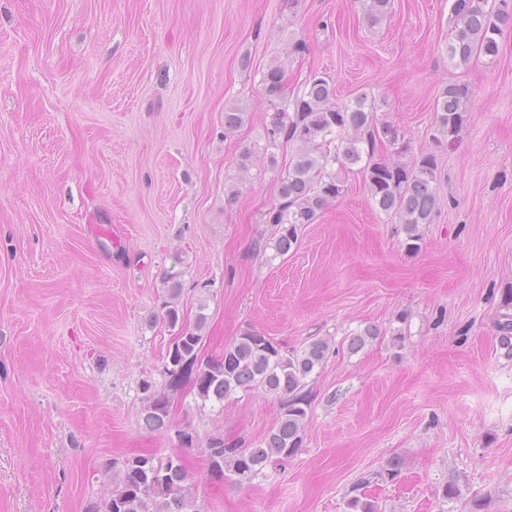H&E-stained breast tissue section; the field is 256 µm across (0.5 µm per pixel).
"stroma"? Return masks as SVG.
<instances>
[{"mask_svg": "<svg viewBox=\"0 0 512 512\" xmlns=\"http://www.w3.org/2000/svg\"><path fill=\"white\" fill-rule=\"evenodd\" d=\"M449 7L392 0L371 27L361 0H0V512H87L119 462L176 451L199 512H349L359 488L381 512H512L498 329L512 286V25L495 61L458 68ZM277 61L286 93L328 77L338 103L367 95L399 130L404 162L435 155L440 203L417 249L351 175L286 257L256 252L294 151L266 133L261 77ZM451 82L469 86L470 117L436 142ZM230 107L246 114L233 131ZM173 277L185 322L207 300L202 358L248 330L288 351L335 344L307 379L301 448L241 487L210 479L207 439L258 442L281 404L169 388ZM369 326L377 338L350 351ZM145 380L170 397L169 431L142 424ZM181 429L193 447L179 448ZM395 457L400 474L382 478Z\"/></svg>", "mask_w": 512, "mask_h": 512, "instance_id": "obj_1", "label": "stroma"}]
</instances>
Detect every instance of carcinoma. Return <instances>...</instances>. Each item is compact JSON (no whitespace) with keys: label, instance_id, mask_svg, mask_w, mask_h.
<instances>
[{"label":"carcinoma","instance_id":"obj_1","mask_svg":"<svg viewBox=\"0 0 512 512\" xmlns=\"http://www.w3.org/2000/svg\"><path fill=\"white\" fill-rule=\"evenodd\" d=\"M391 0H365V16L370 26L389 12ZM512 20V0H453L450 7L449 37L445 51L457 67H466L480 56L494 61L499 54L497 37L502 26ZM285 72L280 64L268 66L261 84L263 94L274 108L269 143L282 139L296 146L288 168L275 185L277 203L266 213L273 226L272 244L256 243L255 250L272 248L284 257L297 243L304 224L314 223L330 202L346 189V176L358 175L372 204L387 215L399 218L407 239L416 241L421 226L433 222L438 206L437 161L431 153L410 164L375 158L377 146H389L400 153L406 148L397 128L380 120L364 95L349 104L336 102L332 80L315 75L296 95L292 111L278 107L284 95ZM469 88L448 83L435 99L433 140L454 136L469 118L466 104ZM171 301L165 303L163 320L177 330L166 353L165 373L169 385L185 378L193 381L198 397L222 403L238 392H262L279 398L282 411L274 427L257 443L246 448L211 436L206 445L208 471L224 478L228 471L235 483L243 485L267 466L292 457L301 447L309 401L304 391L306 379L325 362L331 349L329 340L316 339L304 348L284 353L271 338L246 331L224 348L217 359L200 356L202 330L206 326V302L199 301L193 324L184 322L177 299L181 283L172 281ZM499 323L501 344L512 353V288L502 291ZM141 416L146 428L165 432L170 428L171 401L141 384ZM194 481L178 454L165 457L134 456L122 463L119 483L112 490L104 512H199Z\"/></svg>","mask_w":512,"mask_h":512}]
</instances>
